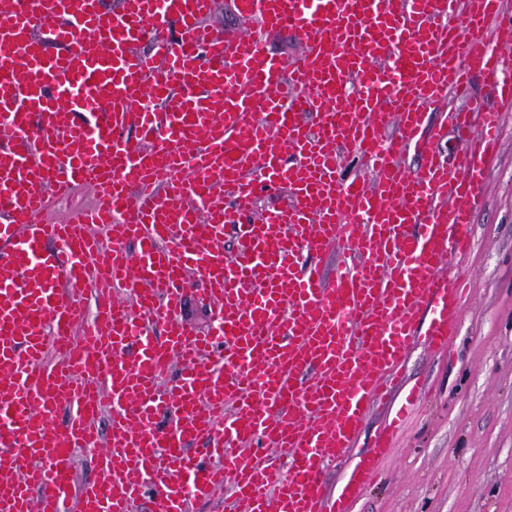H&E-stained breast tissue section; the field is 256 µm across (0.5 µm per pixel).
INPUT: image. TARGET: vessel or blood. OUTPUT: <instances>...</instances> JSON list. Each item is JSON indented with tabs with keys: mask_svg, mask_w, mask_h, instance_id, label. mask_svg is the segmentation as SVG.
Returning a JSON list of instances; mask_svg holds the SVG:
<instances>
[{
	"mask_svg": "<svg viewBox=\"0 0 512 512\" xmlns=\"http://www.w3.org/2000/svg\"><path fill=\"white\" fill-rule=\"evenodd\" d=\"M232 3L252 30H207L214 0H22L0 17V512H187L221 493L232 512H349L422 383L332 496L329 463L416 341L448 348L461 294L443 265L472 246L500 150L471 74L512 108L505 0ZM286 31L301 49L283 59L268 40ZM223 183L232 208L182 205ZM78 186L94 206L41 223ZM189 269L222 290L205 331L182 316ZM81 448L99 476L78 483Z\"/></svg>",
	"mask_w": 512,
	"mask_h": 512,
	"instance_id": "obj_1",
	"label": "vessel or blood"
}]
</instances>
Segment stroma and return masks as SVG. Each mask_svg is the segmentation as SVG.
Wrapping results in <instances>:
<instances>
[{
	"label": "stroma",
	"mask_w": 512,
	"mask_h": 512,
	"mask_svg": "<svg viewBox=\"0 0 512 512\" xmlns=\"http://www.w3.org/2000/svg\"><path fill=\"white\" fill-rule=\"evenodd\" d=\"M446 353L414 345L406 384L428 392L351 512H512V110L501 130Z\"/></svg>",
	"instance_id": "stroma-1"
}]
</instances>
